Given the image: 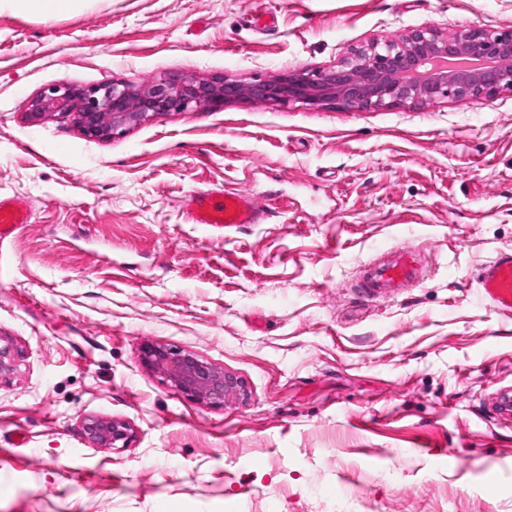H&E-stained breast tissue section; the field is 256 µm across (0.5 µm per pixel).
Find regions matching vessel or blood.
<instances>
[{
	"mask_svg": "<svg viewBox=\"0 0 512 512\" xmlns=\"http://www.w3.org/2000/svg\"><path fill=\"white\" fill-rule=\"evenodd\" d=\"M183 208L194 224L224 225L261 224L268 216L267 209L249 194L227 192L215 198L209 191H195L185 196ZM31 216L25 201L0 198V240L10 237ZM422 261L417 252L395 248L368 262L365 275L358 286L365 300L388 298L394 289L419 281ZM482 299L498 311L512 312V247L501 249L486 262L478 273Z\"/></svg>",
	"mask_w": 512,
	"mask_h": 512,
	"instance_id": "1",
	"label": "vessel or blood"
}]
</instances>
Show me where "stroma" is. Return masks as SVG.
I'll return each mask as SVG.
<instances>
[{"label":"stroma","mask_w":512,"mask_h":512,"mask_svg":"<svg viewBox=\"0 0 512 512\" xmlns=\"http://www.w3.org/2000/svg\"><path fill=\"white\" fill-rule=\"evenodd\" d=\"M512 27V0H90L0 15V512H512V313L477 275L512 247V91L363 111L227 104L109 140L27 109L51 85L249 82L375 37ZM269 218L190 223L194 191ZM419 283L366 303L379 250ZM239 376L213 408L145 368V341ZM88 416L128 447L94 446ZM451 451L452 460L436 457ZM23 224H31L27 203L14 197L0 198V240L13 235ZM83 429L87 439L99 448H124L131 437L130 426L117 418L90 416L84 419Z\"/></svg>","instance_id":"35a3bbf8"}]
</instances>
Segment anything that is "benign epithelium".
Instances as JSON below:
<instances>
[{
    "label": "benign epithelium",
    "mask_w": 512,
    "mask_h": 512,
    "mask_svg": "<svg viewBox=\"0 0 512 512\" xmlns=\"http://www.w3.org/2000/svg\"><path fill=\"white\" fill-rule=\"evenodd\" d=\"M504 90L512 91L511 29L465 27L448 35L429 26L350 48L336 64L319 71L293 69L251 82L224 76L49 87L30 102L28 116L72 115L86 134L110 139L152 116L217 110L227 103L369 110L468 100ZM16 355L13 344L0 338V378L15 370ZM141 362L174 391L212 407L246 395L241 378L191 351L147 341ZM83 429L98 448L124 447L131 437L130 426L117 418L90 416Z\"/></svg>",
    "instance_id": "benign-epithelium-1"
}]
</instances>
